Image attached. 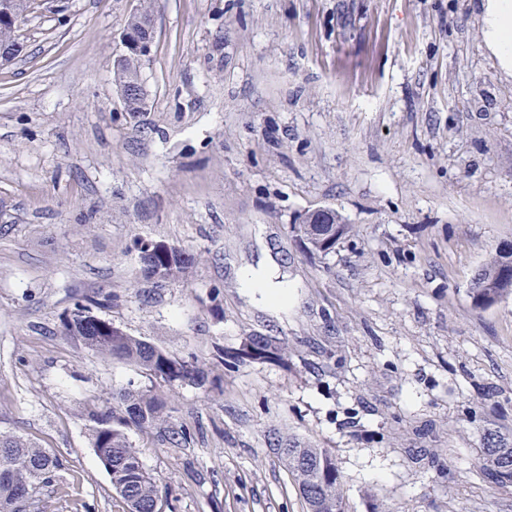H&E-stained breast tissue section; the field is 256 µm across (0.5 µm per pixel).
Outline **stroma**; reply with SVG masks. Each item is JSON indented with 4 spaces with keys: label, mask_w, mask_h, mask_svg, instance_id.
<instances>
[{
    "label": "stroma",
    "mask_w": 512,
    "mask_h": 512,
    "mask_svg": "<svg viewBox=\"0 0 512 512\" xmlns=\"http://www.w3.org/2000/svg\"><path fill=\"white\" fill-rule=\"evenodd\" d=\"M139 0H41L0 66V432L58 455L45 512H125L90 410L153 387L192 441L129 430L174 512H303L275 448L330 449L347 512H512L486 481L512 443V298L477 311L474 271L512 241V77L476 0H156L147 109L113 80ZM350 232L309 251L298 215ZM188 277L142 276L136 240ZM293 285L275 311L242 268ZM195 358L152 381L65 336L77 308ZM275 340L274 360L243 357ZM147 243L137 242L139 261L144 276L152 280L156 288L184 278L194 260L189 250L160 242ZM489 434L482 449V469L488 481L498 487L512 484V445Z\"/></svg>",
    "instance_id": "stroma-1"
}]
</instances>
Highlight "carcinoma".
<instances>
[{"label":"carcinoma","instance_id":"1","mask_svg":"<svg viewBox=\"0 0 512 512\" xmlns=\"http://www.w3.org/2000/svg\"><path fill=\"white\" fill-rule=\"evenodd\" d=\"M131 14L124 31L140 34L148 26L152 0ZM17 30L0 26V48L10 52L5 62L14 61L22 52L17 47ZM143 56L125 50L114 61L113 74L117 86L141 82ZM304 224H296L300 239L312 251L328 255L336 244L314 246L313 241L336 235V212L324 217V223L307 225L312 215H302ZM144 276L156 287L184 278L193 263L192 253L165 243H137ZM468 294L473 309L483 311L512 297V253L496 250L474 273ZM64 335L77 340L104 358L126 360L136 365L147 377L164 383L188 382L203 385L205 372L195 361H189L161 347L139 340L106 320L88 315L81 308L63 323ZM277 347L264 336L252 338L245 356L269 359ZM95 454L109 473L112 489L123 500L126 512H163L169 506L168 492L145 469L127 430H155L162 440L173 446H184L191 433L184 426L169 421L166 398L153 390L125 387L112 394V408L92 413ZM287 472L298 487L305 512H345L343 479L333 453L294 438L288 447L277 449ZM482 469L488 481L498 487L512 484V445L494 435L486 437L482 449ZM63 464L60 459L34 442L11 434L0 433V512H42L39 495L54 492L62 484Z\"/></svg>","mask_w":512,"mask_h":512}]
</instances>
